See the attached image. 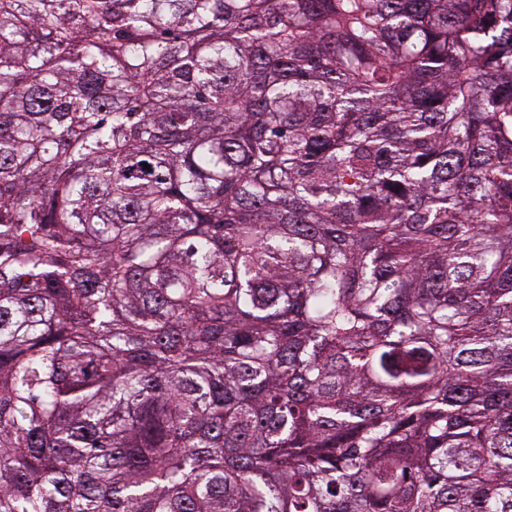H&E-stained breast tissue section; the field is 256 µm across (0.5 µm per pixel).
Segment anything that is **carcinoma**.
Returning a JSON list of instances; mask_svg holds the SVG:
<instances>
[{
    "mask_svg": "<svg viewBox=\"0 0 512 512\" xmlns=\"http://www.w3.org/2000/svg\"><path fill=\"white\" fill-rule=\"evenodd\" d=\"M0 512H512V0H0Z\"/></svg>",
    "mask_w": 512,
    "mask_h": 512,
    "instance_id": "obj_1",
    "label": "carcinoma"
}]
</instances>
